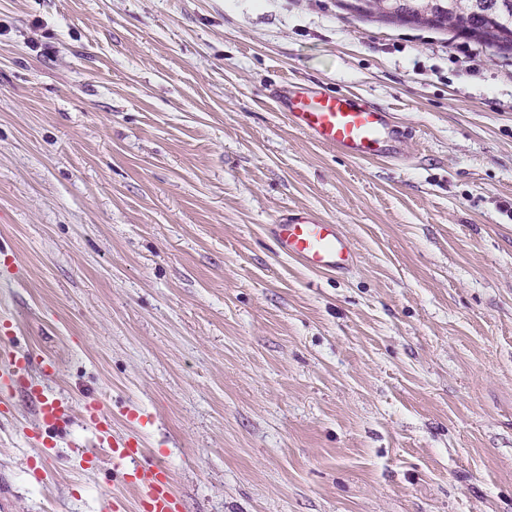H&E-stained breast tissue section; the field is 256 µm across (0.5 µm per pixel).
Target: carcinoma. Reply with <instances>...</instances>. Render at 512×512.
Returning <instances> with one entry per match:
<instances>
[{
	"label": "carcinoma",
	"mask_w": 512,
	"mask_h": 512,
	"mask_svg": "<svg viewBox=\"0 0 512 512\" xmlns=\"http://www.w3.org/2000/svg\"><path fill=\"white\" fill-rule=\"evenodd\" d=\"M344 7L364 17L448 30L512 54V0H351Z\"/></svg>",
	"instance_id": "carcinoma-1"
}]
</instances>
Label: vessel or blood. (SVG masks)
<instances>
[{
	"mask_svg": "<svg viewBox=\"0 0 512 512\" xmlns=\"http://www.w3.org/2000/svg\"><path fill=\"white\" fill-rule=\"evenodd\" d=\"M289 125L313 142L335 149L356 160L394 159L403 152L402 138L391 113L362 101L356 95L328 92L315 87L287 84L272 93ZM280 252L317 272L344 273L355 260V243L341 225L327 221L315 211L299 209L282 215L272 226ZM15 323L0 324V418L10 413L16 393H25L38 407L39 427L29 438L42 448L43 460L55 454L48 432L66 422L72 411L68 399L49 395L47 383L55 376L52 361L16 349ZM40 370L41 381H33L32 370ZM85 419L92 427L96 448L83 451L87 467L98 462V449H106L112 472L137 493L136 504L120 495L112 498V512H183L168 469L149 458L139 436H119L112 431V418L100 404L86 406Z\"/></svg>",
	"mask_w": 512,
	"mask_h": 512,
	"instance_id": "vessel-or-blood-1",
	"label": "vessel or blood"
}]
</instances>
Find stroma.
Returning a JSON list of instances; mask_svg holds the SVG:
<instances>
[{"label": "stroma", "mask_w": 512, "mask_h": 512, "mask_svg": "<svg viewBox=\"0 0 512 512\" xmlns=\"http://www.w3.org/2000/svg\"><path fill=\"white\" fill-rule=\"evenodd\" d=\"M342 0H0V318L70 398L0 419L14 512H109L83 404L184 512H512V55ZM349 91L400 162L293 129L272 89ZM308 208L346 274L280 255ZM279 251L317 272L344 273L355 260V243L340 224L308 209L282 215L272 224Z\"/></svg>", "instance_id": "1"}]
</instances>
